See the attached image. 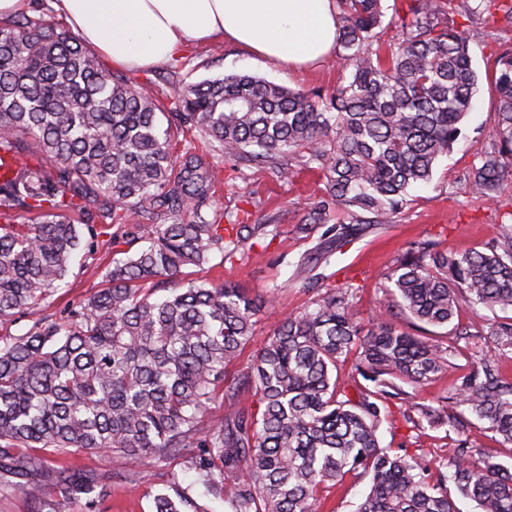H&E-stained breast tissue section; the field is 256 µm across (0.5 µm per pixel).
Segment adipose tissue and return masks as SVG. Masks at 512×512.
<instances>
[{
  "instance_id": "1",
  "label": "adipose tissue",
  "mask_w": 512,
  "mask_h": 512,
  "mask_svg": "<svg viewBox=\"0 0 512 512\" xmlns=\"http://www.w3.org/2000/svg\"><path fill=\"white\" fill-rule=\"evenodd\" d=\"M56 8L84 43L127 70L214 41L299 68L334 50L339 27L335 0H57Z\"/></svg>"
}]
</instances>
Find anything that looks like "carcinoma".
<instances>
[{
  "label": "carcinoma",
  "instance_id": "cac0c4a2",
  "mask_svg": "<svg viewBox=\"0 0 512 512\" xmlns=\"http://www.w3.org/2000/svg\"><path fill=\"white\" fill-rule=\"evenodd\" d=\"M340 59L349 78L329 95L291 90L249 74L184 83L161 101L139 81L99 60L67 30L26 13L0 19V325L35 316L19 335L0 336V500L17 493L32 512L78 505L93 512L111 478L50 466L42 452L122 455V483L149 475L145 458L182 456L205 494L227 512H318L321 492L351 473L370 478L355 512H455L446 464L380 445L385 403L452 373L457 349L398 327L391 316L365 326L348 287L325 290V269L356 224H390L409 190L430 182L479 94L470 43L512 30V0H412L396 24L403 39L381 53V0H336ZM463 14L469 25H452ZM492 133L465 191L493 199L512 159V50L487 76ZM189 146L178 150L181 140ZM283 175H323L321 195L299 220L310 236L330 225L297 263L313 293L281 320L236 376L266 301L231 282L182 280L232 258L248 238L277 235L278 218L242 224L214 206L219 165ZM340 208L348 224H330ZM113 227L126 258L104 272L107 286L51 313L80 246L77 225ZM28 218L29 224H18ZM400 314L420 329L446 328L512 349V224L483 248L448 254L416 246L388 277ZM158 291L165 292L161 297ZM488 314L466 330L463 306ZM447 400L488 423L512 446V380L475 352ZM347 363L352 391L338 387ZM253 393L255 407L242 404ZM224 420L203 417L217 398ZM430 424L465 434L444 406L421 404ZM456 490L481 512H512V462L465 438L457 447ZM192 487L154 498L151 512H182Z\"/></svg>",
  "mask_w": 512,
  "mask_h": 512
}]
</instances>
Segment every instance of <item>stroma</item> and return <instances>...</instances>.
I'll return each mask as SVG.
<instances>
[{
	"label": "stroma",
	"instance_id": "obj_1",
	"mask_svg": "<svg viewBox=\"0 0 512 512\" xmlns=\"http://www.w3.org/2000/svg\"><path fill=\"white\" fill-rule=\"evenodd\" d=\"M191 67L184 78L196 82L234 73L254 75L290 89L333 90L345 72L338 56L321 64L295 70L253 58L237 46L211 43L190 48L184 55ZM487 91H480L477 102L463 121L462 135L448 157L435 166L428 184L411 192V202L394 223L371 226L336 254L328 267L330 286L350 287L356 293L364 320H371L391 308L392 297L386 289L387 277L405 252L424 241H432L448 252H463L487 243L495 237L498 225L512 222V174L504 181V191L495 200H482L464 191L465 171L479 160L489 138L493 116ZM246 180L220 185L216 205L227 211L245 210L249 223L264 214L278 215V235L244 243L236 256L225 261L218 273L256 297L270 296L255 330L247 353L259 350L271 336L278 320L303 311L311 295L303 281L297 280L295 264L314 247L316 240L297 231L305 209L319 195L318 170L292 169L276 176L260 167L246 171ZM95 251L80 250L66 278V287L56 295L55 309L76 305L102 288L99 268L120 258L119 249L107 245L106 234H99ZM410 404L397 400L388 403L380 427L384 447L423 450L427 459L455 463L459 436L444 427L423 425L411 428L404 416ZM79 467L113 475L112 493L101 502L99 512H150L153 497L172 492L174 486L192 487L195 504L186 512H226L223 500L204 495L197 474L178 457L150 461V479L136 490H128L118 476L126 466L123 457L99 452H84L75 459Z\"/></svg>",
	"mask_w": 512,
	"mask_h": 512
}]
</instances>
